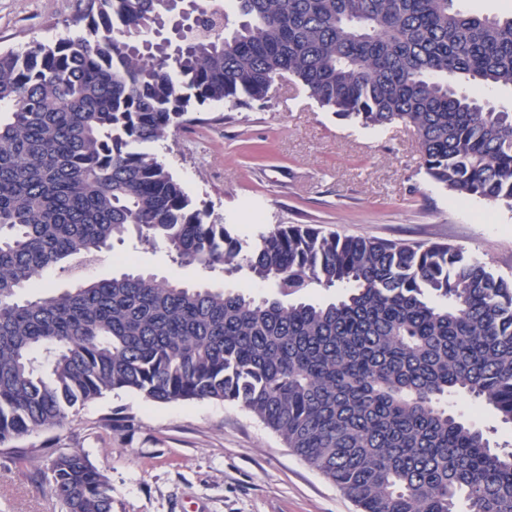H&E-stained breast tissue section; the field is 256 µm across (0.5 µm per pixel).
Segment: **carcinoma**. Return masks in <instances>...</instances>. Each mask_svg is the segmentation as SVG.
<instances>
[{"mask_svg": "<svg viewBox=\"0 0 512 512\" xmlns=\"http://www.w3.org/2000/svg\"><path fill=\"white\" fill-rule=\"evenodd\" d=\"M79 32L0 51V444L133 390L238 406L359 512H512V450L448 411L465 392L512 424V280L445 243L209 220L149 148L196 107L269 98L290 75L364 128L417 135L426 175L512 205V111L459 91L512 87V15L455 0H80ZM247 272L327 304L188 286L145 271L94 279L115 240ZM74 282L44 296L46 275ZM43 488L112 512L80 451Z\"/></svg>", "mask_w": 512, "mask_h": 512, "instance_id": "carcinoma-1", "label": "carcinoma"}]
</instances>
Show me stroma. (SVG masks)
Masks as SVG:
<instances>
[{
  "mask_svg": "<svg viewBox=\"0 0 512 512\" xmlns=\"http://www.w3.org/2000/svg\"><path fill=\"white\" fill-rule=\"evenodd\" d=\"M78 0H0V51L74 34ZM198 122L156 150L199 207L250 235L259 225L315 224L346 236L439 242L512 277V207L460 198L432 182L412 129L361 128L321 108L295 81L264 102L200 106ZM115 253L188 285L231 289L245 274L179 266L129 239ZM452 410L491 439L512 426L470 398ZM82 451L112 484V512H358L324 476L244 409L219 401L153 402L115 391L62 426L0 445V512H64L41 487L57 454Z\"/></svg>",
  "mask_w": 512,
  "mask_h": 512,
  "instance_id": "1",
  "label": "stroma"
}]
</instances>
